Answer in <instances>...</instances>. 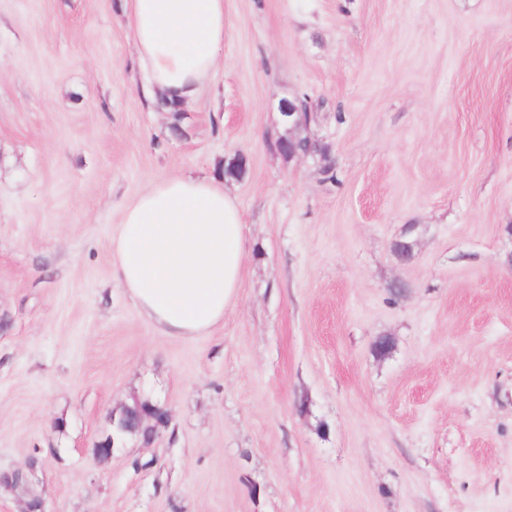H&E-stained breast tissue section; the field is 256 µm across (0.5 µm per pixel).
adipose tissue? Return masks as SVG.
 Returning <instances> with one entry per match:
<instances>
[{
	"label": "adipose tissue",
	"instance_id": "obj_1",
	"mask_svg": "<svg viewBox=\"0 0 512 512\" xmlns=\"http://www.w3.org/2000/svg\"><path fill=\"white\" fill-rule=\"evenodd\" d=\"M145 71L143 94L162 109L195 101L224 55V0H126ZM245 223L222 181L162 178L126 205L112 239L117 281L169 336L207 333L241 283Z\"/></svg>",
	"mask_w": 512,
	"mask_h": 512
}]
</instances>
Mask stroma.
<instances>
[{
    "label": "stroma",
    "instance_id": "stroma-1",
    "mask_svg": "<svg viewBox=\"0 0 512 512\" xmlns=\"http://www.w3.org/2000/svg\"><path fill=\"white\" fill-rule=\"evenodd\" d=\"M301 95L334 178L273 147ZM237 154L238 297L162 334L120 212ZM146 399L170 425L98 459ZM33 456L0 512H512V0H224L176 118L123 0H0V475Z\"/></svg>",
    "mask_w": 512,
    "mask_h": 512
}]
</instances>
